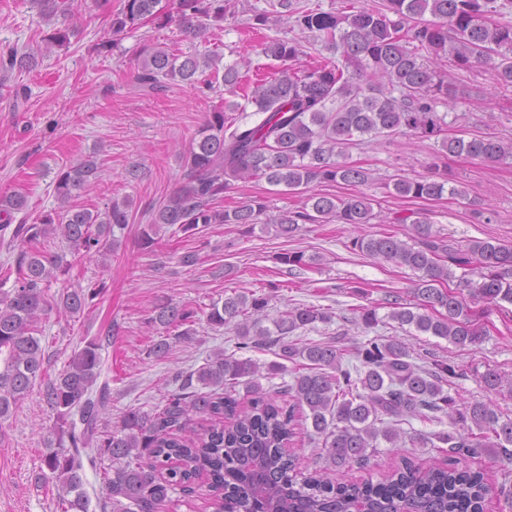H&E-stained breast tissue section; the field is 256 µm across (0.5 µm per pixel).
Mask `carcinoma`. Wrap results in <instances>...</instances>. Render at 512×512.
<instances>
[{"mask_svg":"<svg viewBox=\"0 0 512 512\" xmlns=\"http://www.w3.org/2000/svg\"><path fill=\"white\" fill-rule=\"evenodd\" d=\"M39 18L50 26L49 47H68L74 29L67 23L81 0H29ZM230 0H121L111 14L104 44L136 29L147 20L167 25L178 18L185 40L205 35L209 22L224 19ZM270 9L254 15L264 26L269 15L288 20L331 53L311 69L282 67L239 103L208 113L183 156L186 181L153 214L152 223L178 226L193 235L211 224H257L268 205L261 198L242 202L232 210L217 207L231 182L263 178L290 194H303L302 206L269 219L279 234L292 237L305 224L336 223L354 227L376 218L371 199L359 191L346 197L310 194L314 183L354 187L370 180L364 168L349 161V150L370 139L410 134L440 139L441 150L466 155L492 165L512 164V141L492 135H446V122L437 112L440 103H455L465 92L448 82L431 60L447 59L457 71L485 67L494 82L512 87V21H501L512 0H384L380 7L357 6L327 12L316 7H293V0H269ZM303 53L294 39L270 38L262 54L292 62ZM38 52L8 53L4 70L28 69ZM217 66V56L172 52L146 45L139 55L135 79L156 90L169 80L194 85L205 70ZM224 91L230 95L240 83L238 64L224 65ZM240 111L228 118L225 109ZM102 172L98 155L61 169L55 176L58 207L31 224L17 225L12 238L19 251L14 287L4 289L10 276L0 277V419L27 395L43 375L44 352L37 336L45 310V288L54 272L69 266L62 254L47 255L40 240L60 234L72 253H112L119 246L114 229L131 223L129 201L113 200L104 213L70 204L73 197L95 183ZM396 196L438 199L443 194L465 197L461 185H446L430 177L392 179ZM26 207L20 194L0 196V214ZM382 224L411 225L412 243L394 235L356 236L352 249L418 273L412 289L415 302L394 296L389 316L400 325L444 338L456 346H475L482 331L472 319L469 303L512 304V244L472 240L461 246L433 230L425 211L380 220ZM290 267L309 266L315 258L302 251L278 257ZM461 274H456V270ZM456 280V290L440 284ZM104 287L73 288L59 298L63 310L79 313L101 295ZM268 306L263 295L241 292L213 303L206 321L222 327L237 323L239 348L280 346L281 361L265 367L250 358L227 356L220 350L197 371L180 378L178 392L165 408L149 415L127 410L112 433L97 435L98 422L111 401L108 382L98 383L102 371L101 339L93 338L72 357L67 368L44 390L56 423L48 440L45 463L58 483L62 512H89L83 490L82 454L96 448L112 461L106 487L111 512H162L168 492L179 486L193 493L198 481L207 487L214 512H483L487 491L484 474L462 465L459 448H486L512 458V419H501L491 405L459 403L444 390L457 376L441 363L429 371L414 361L407 344L398 338L375 339L357 348L356 363L343 364L344 350L334 341L300 343L287 337L332 314L314 306H295L263 325ZM196 311L168 301L155 308L151 322L162 329L150 354L163 357L169 339L185 341L187 325ZM307 361L292 370L293 382L270 392L260 379L288 370L285 362ZM246 385L241 400L236 386ZM484 387L497 390L512 378L495 371L482 377ZM448 413L454 430L430 438L448 446V459L428 467L403 461L381 481L336 484L321 477L302 479L294 474L293 456L286 448L295 437L296 416L304 414L314 434L322 437L329 466L342 469L369 459L368 449L383 438L397 447L400 433L380 429L388 416L429 418Z\"/></svg>","mask_w":512,"mask_h":512,"instance_id":"1","label":"carcinoma"}]
</instances>
